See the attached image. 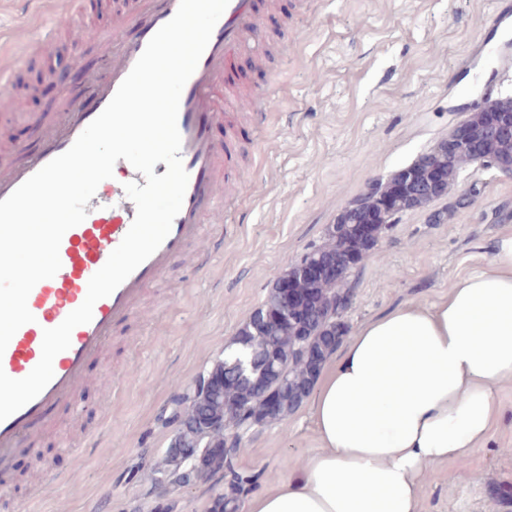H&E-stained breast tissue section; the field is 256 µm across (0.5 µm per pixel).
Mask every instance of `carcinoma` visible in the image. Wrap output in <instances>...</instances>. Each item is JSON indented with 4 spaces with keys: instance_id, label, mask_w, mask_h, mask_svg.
<instances>
[{
    "instance_id": "cac0c4a2",
    "label": "carcinoma",
    "mask_w": 512,
    "mask_h": 512,
    "mask_svg": "<svg viewBox=\"0 0 512 512\" xmlns=\"http://www.w3.org/2000/svg\"><path fill=\"white\" fill-rule=\"evenodd\" d=\"M423 159L426 163L416 161L412 167L413 193L448 194L463 166L462 159L451 158L439 148ZM395 181L392 176L374 183L357 199L358 207L342 223V232L328 228V242L306 253L314 259L334 255L344 259V270L336 281L306 279L292 266L280 274L292 279L306 297L307 311L288 310L280 290L270 289L262 306L236 332L233 351L210 367L215 375L224 376L223 399L204 396L174 415L184 443L203 436L209 447L192 454L168 447L152 462L151 474L175 471L188 460L196 481L221 480L224 469L230 467L223 448L229 447L231 454L238 455L241 432L285 419L309 396L322 364L345 332L343 316L353 297L348 277L371 255L389 223L408 211L409 203L394 197ZM242 356L252 361V377L259 379L260 385L233 366L234 359ZM241 492L240 485L229 484L227 491L212 499L210 512H232Z\"/></svg>"
}]
</instances>
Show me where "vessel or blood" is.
<instances>
[{"instance_id":"obj_1","label":"vessel or blood","mask_w":512,"mask_h":512,"mask_svg":"<svg viewBox=\"0 0 512 512\" xmlns=\"http://www.w3.org/2000/svg\"><path fill=\"white\" fill-rule=\"evenodd\" d=\"M179 0H126L112 39L100 50L101 64L87 72L79 94L63 92V116L47 130L36 148H20L17 159L0 168V199L67 151L85 127L107 106L157 30L176 13ZM260 0H229L197 68L183 88L178 114L181 157L189 181L180 213L159 249L110 296L93 308L90 323L74 328L71 346L53 361L54 377L32 401L0 421V471L8 470L29 441L51 422L55 411L77 402L87 380V366L108 340L140 313L149 289L169 277L174 264L194 246L210 241L222 229L225 199L235 197L241 179L232 170L233 153L267 108L264 88L231 82L233 63L250 55L254 68L264 66L259 40ZM116 178L86 207L87 217L64 234L61 268L38 282L27 305L34 322L20 327L0 355V369L11 378L26 377L38 364L43 332L63 322L85 300L90 278L106 263L128 232L136 208L124 183L144 177L127 161L115 165Z\"/></svg>"}]
</instances>
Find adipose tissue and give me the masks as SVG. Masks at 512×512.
Instances as JSON below:
<instances>
[{"label":"adipose tissue","instance_id":"ef3b65f1","mask_svg":"<svg viewBox=\"0 0 512 512\" xmlns=\"http://www.w3.org/2000/svg\"><path fill=\"white\" fill-rule=\"evenodd\" d=\"M506 381L512 233L485 270L437 301L396 306L354 330L308 403L318 451L247 512H425V468L482 445Z\"/></svg>","mask_w":512,"mask_h":512}]
</instances>
